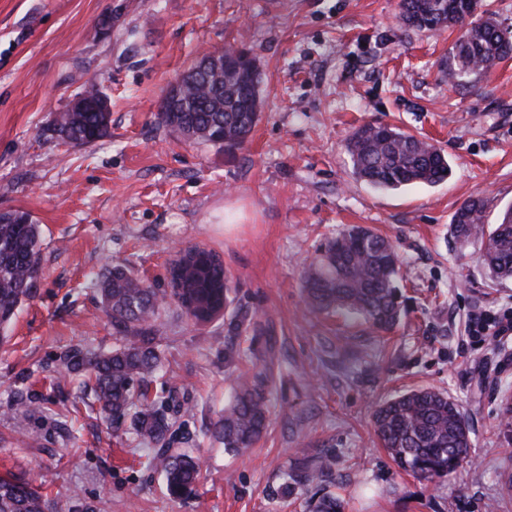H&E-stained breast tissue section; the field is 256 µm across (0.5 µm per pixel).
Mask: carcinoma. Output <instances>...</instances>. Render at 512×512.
I'll return each instance as SVG.
<instances>
[{
  "mask_svg": "<svg viewBox=\"0 0 512 512\" xmlns=\"http://www.w3.org/2000/svg\"><path fill=\"white\" fill-rule=\"evenodd\" d=\"M402 22L419 30L459 26L462 36L448 67V86L458 85V73L488 72L512 55V42L497 35V22L471 19L465 0H400ZM179 101L184 112L159 113L171 131L196 141L233 149L244 144L259 119L261 80L256 58L234 48L224 51V70L207 81L188 84ZM110 113L66 112L53 133L73 145H87L107 135ZM346 149L354 174L376 189L396 190L411 185L433 186L446 181L451 166L434 144L399 128L368 122L352 131ZM487 200L466 201L454 214L450 234L459 241L487 237L482 260L498 279H512V207L498 223H486ZM40 228L21 210L0 212V325H8L20 304L31 296L38 278ZM170 286L187 316L195 318L215 307L224 309L228 341L227 366L245 355L238 338L247 331L272 335L256 313L234 296L222 261L198 248L184 250L170 267ZM306 298L316 312L343 309L361 315L380 330L391 329L402 312L398 281L405 278L403 263L392 243L374 230L353 226L328 241L324 253L303 273ZM104 312L112 322L118 344L95 353L73 347L61 357L62 368L83 372L101 412L115 424L131 420L142 440L156 446L155 458L164 473L166 489L174 498L193 494L201 476L197 457L167 447L174 423L163 407L150 402L151 383L163 377L156 345L155 321L166 294L121 267H112L100 279ZM276 349L268 342L257 371H241L232 387L224 414L214 423L212 436L224 449L239 452L254 447L268 421V389L272 387ZM377 437L397 467L414 477L434 481L455 473L470 460V430L462 407L432 389L406 392L377 406L372 413ZM336 459L296 448L275 493L287 497L295 486L333 483ZM0 512H48L47 500L19 477L0 476ZM313 512H344L343 501L324 493Z\"/></svg>",
  "mask_w": 512,
  "mask_h": 512,
  "instance_id": "carcinoma-1",
  "label": "carcinoma"
}]
</instances>
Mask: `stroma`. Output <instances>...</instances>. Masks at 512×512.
I'll return each instance as SVG.
<instances>
[{"label":"stroma","mask_w":512,"mask_h":512,"mask_svg":"<svg viewBox=\"0 0 512 512\" xmlns=\"http://www.w3.org/2000/svg\"><path fill=\"white\" fill-rule=\"evenodd\" d=\"M111 16L112 27L100 21ZM460 27L416 30L400 0H0V212L41 229L40 273L0 342V474L39 488L54 512L83 498L97 512H309L312 489L270 496L290 448L336 458L345 512H512V339L480 340L473 313L512 311V280L491 278L481 240L449 225L473 197L496 223L512 205V56L449 89ZM243 48L263 105L238 149L163 126L161 99L200 57ZM108 96L109 133L74 146L52 133L83 84ZM369 121L428 139L450 178L380 190L358 180L345 142ZM354 225L395 246L406 313L391 331L306 302L304 267ZM210 250L280 350L265 436L233 454L211 436L232 394L223 321L193 324L175 301L156 321L166 373L157 390L203 463L195 495H168L149 444L112 427L73 346L115 345L99 280L123 266L159 292L179 251ZM418 388L462 405L469 464L429 482L403 473L371 425L375 405ZM37 398L16 411L17 393Z\"/></svg>","instance_id":"stroma-1"}]
</instances>
